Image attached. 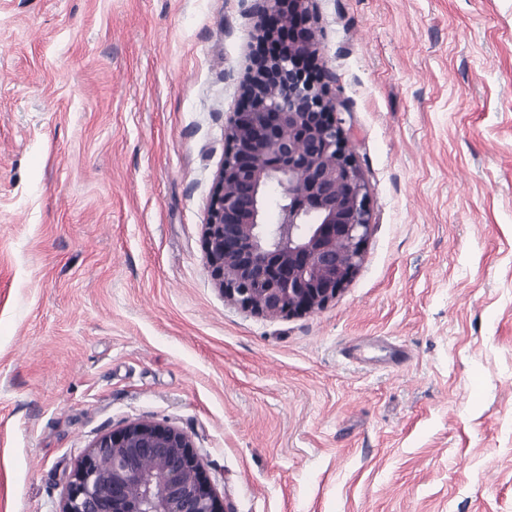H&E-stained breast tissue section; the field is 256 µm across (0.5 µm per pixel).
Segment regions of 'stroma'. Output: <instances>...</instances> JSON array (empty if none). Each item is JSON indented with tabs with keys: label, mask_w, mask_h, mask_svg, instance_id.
<instances>
[{
	"label": "stroma",
	"mask_w": 512,
	"mask_h": 512,
	"mask_svg": "<svg viewBox=\"0 0 512 512\" xmlns=\"http://www.w3.org/2000/svg\"><path fill=\"white\" fill-rule=\"evenodd\" d=\"M252 9L0 0V512L134 421L234 512H512V0H311L372 228L291 317L204 247Z\"/></svg>",
	"instance_id": "stroma-1"
}]
</instances>
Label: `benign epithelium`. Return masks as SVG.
<instances>
[{
    "label": "benign epithelium",
    "instance_id": "obj_1",
    "mask_svg": "<svg viewBox=\"0 0 512 512\" xmlns=\"http://www.w3.org/2000/svg\"><path fill=\"white\" fill-rule=\"evenodd\" d=\"M259 40L243 105L225 129L205 250L239 308L267 316L323 309L357 272L371 233L368 187L342 119L310 67L309 0H254ZM280 188L279 224L266 191ZM61 512H233L216 493L192 438L136 421L99 436L71 474Z\"/></svg>",
    "mask_w": 512,
    "mask_h": 512
}]
</instances>
